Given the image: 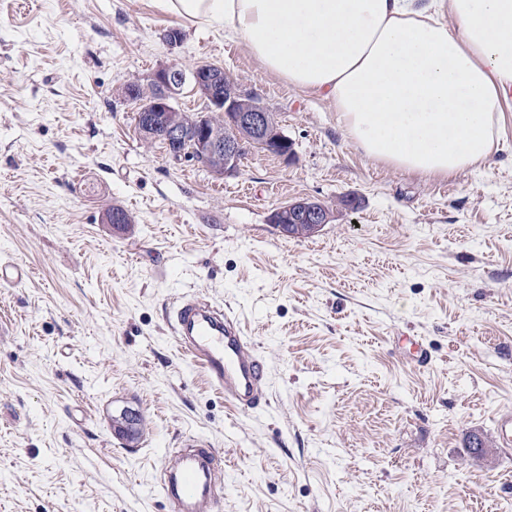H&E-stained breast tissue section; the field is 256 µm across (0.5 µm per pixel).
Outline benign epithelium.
Masks as SVG:
<instances>
[{
	"label": "benign epithelium",
	"mask_w": 512,
	"mask_h": 512,
	"mask_svg": "<svg viewBox=\"0 0 512 512\" xmlns=\"http://www.w3.org/2000/svg\"><path fill=\"white\" fill-rule=\"evenodd\" d=\"M187 83L207 101L208 108L185 122L175 99ZM126 96L139 102L137 122L144 138L164 141L174 160L189 154L198 161L214 163L210 170L218 176L235 174L246 149L259 148L286 162L295 156L293 142L271 121L257 97L224 84L221 67L202 64L188 74L168 64L148 77L147 87L129 84ZM217 117L224 125H216ZM331 219L327 206L310 199L288 203L268 216L269 223L280 227L309 224L315 231Z\"/></svg>",
	"instance_id": "1"
}]
</instances>
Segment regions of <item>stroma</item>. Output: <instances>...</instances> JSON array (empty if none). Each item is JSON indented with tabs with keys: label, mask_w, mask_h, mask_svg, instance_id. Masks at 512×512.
Here are the masks:
<instances>
[{
	"label": "stroma",
	"mask_w": 512,
	"mask_h": 512,
	"mask_svg": "<svg viewBox=\"0 0 512 512\" xmlns=\"http://www.w3.org/2000/svg\"><path fill=\"white\" fill-rule=\"evenodd\" d=\"M170 63L222 67L294 160L254 148L219 178L144 140L125 88ZM502 111L483 164L413 173L223 28L156 0H0V261L34 270L0 287V512H171L159 458L190 439L222 458L218 512H512L495 431L512 411V97ZM302 198L333 212L315 236L268 223ZM115 206L133 233L107 224ZM178 294L239 317L267 410L238 413L180 351ZM126 408L134 440L112 425Z\"/></svg>",
	"instance_id": "35a3bbf8"
}]
</instances>
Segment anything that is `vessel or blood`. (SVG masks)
Listing matches in <instances>:
<instances>
[{
	"mask_svg": "<svg viewBox=\"0 0 512 512\" xmlns=\"http://www.w3.org/2000/svg\"><path fill=\"white\" fill-rule=\"evenodd\" d=\"M172 334L180 350L206 371L211 383L243 414L262 409V363L236 315L194 296L176 297ZM217 451L199 440L186 449L164 450L159 460L165 477L160 494L177 512H212L224 497L213 463Z\"/></svg>",
	"mask_w": 512,
	"mask_h": 512,
	"instance_id": "obj_1",
	"label": "vessel or blood"
}]
</instances>
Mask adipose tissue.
Listing matches in <instances>:
<instances>
[{
  "mask_svg": "<svg viewBox=\"0 0 512 512\" xmlns=\"http://www.w3.org/2000/svg\"><path fill=\"white\" fill-rule=\"evenodd\" d=\"M160 3L185 24L231 31L266 71L331 100L380 162L448 175L492 152L512 93V0Z\"/></svg>",
  "mask_w": 512,
  "mask_h": 512,
  "instance_id": "adipose-tissue-1",
  "label": "adipose tissue"
}]
</instances>
